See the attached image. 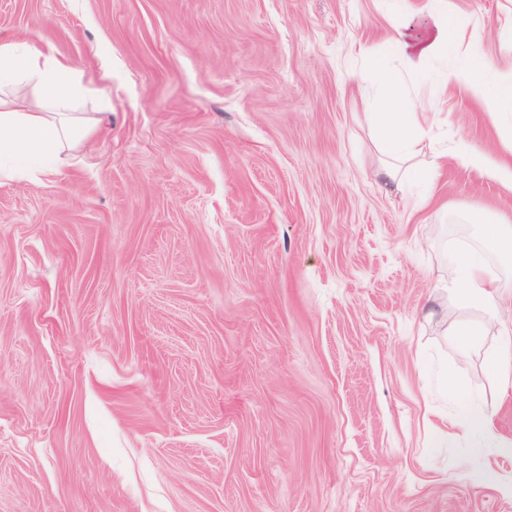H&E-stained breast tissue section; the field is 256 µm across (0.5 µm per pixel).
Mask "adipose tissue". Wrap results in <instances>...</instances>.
Instances as JSON below:
<instances>
[{"label": "adipose tissue", "instance_id": "ef3b65f1", "mask_svg": "<svg viewBox=\"0 0 512 512\" xmlns=\"http://www.w3.org/2000/svg\"><path fill=\"white\" fill-rule=\"evenodd\" d=\"M457 27L448 16L445 0H432L424 15L394 16L386 46L402 57L409 75L422 71L434 59L453 56V77L467 80L470 91L478 96L482 87L470 75L482 60L474 47L458 46ZM370 69L379 85L371 118L379 124L390 156L383 171L394 179L403 164L422 153L429 130L423 108L405 92L401 78L389 74L379 58L372 59ZM20 84L31 87L35 103L16 93ZM89 92L80 72L51 51L23 38H0V176L25 177L32 161L39 175L54 174L63 147L89 136L98 123L96 117L73 109ZM488 234L499 265L489 264L473 250L456 252L448 264V292L464 305L479 309L485 324H496L501 341L489 355L488 366L508 386L512 384V325L500 319L503 282L499 267L512 264V225L489 224ZM446 387L461 409L456 426L468 431L478 447L512 453V442L499 435L492 416L475 406L454 382H447Z\"/></svg>", "mask_w": 512, "mask_h": 512}]
</instances>
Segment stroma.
I'll return each instance as SVG.
<instances>
[{
  "label": "stroma",
  "mask_w": 512,
  "mask_h": 512,
  "mask_svg": "<svg viewBox=\"0 0 512 512\" xmlns=\"http://www.w3.org/2000/svg\"><path fill=\"white\" fill-rule=\"evenodd\" d=\"M430 0H0V37L82 72L101 121L56 174L0 179V512H512V455L434 420L453 380L512 440V386L437 322L464 209L512 223L498 113L432 63L410 90L446 161L387 183L367 122L393 12ZM480 24L512 82V0ZM435 320H427L428 311Z\"/></svg>",
  "instance_id": "obj_1"
}]
</instances>
